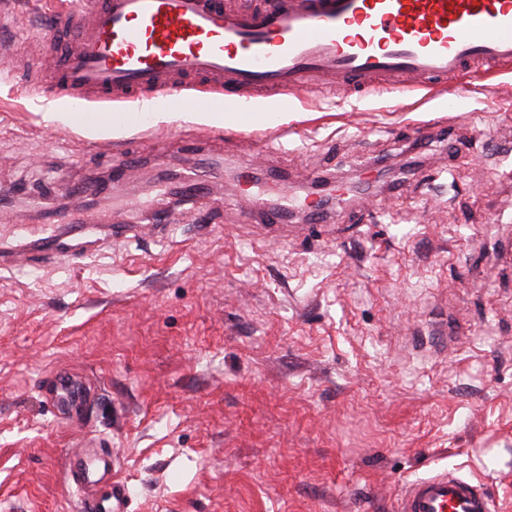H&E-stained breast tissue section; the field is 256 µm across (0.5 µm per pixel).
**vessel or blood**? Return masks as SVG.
Instances as JSON below:
<instances>
[{
  "label": "vessel or blood",
  "mask_w": 512,
  "mask_h": 512,
  "mask_svg": "<svg viewBox=\"0 0 512 512\" xmlns=\"http://www.w3.org/2000/svg\"><path fill=\"white\" fill-rule=\"evenodd\" d=\"M51 17L38 29L45 55L26 60L24 85L36 96L75 89L108 124L121 103L149 100L193 75L208 99L238 107L310 82L361 85L409 73L432 88L474 60L512 68V0H273L264 12L228 10L223 0H99L89 13L68 0H41ZM83 202L51 224H1L0 269H14L35 244L67 253L61 224H88ZM86 388L60 377L47 397L54 411H79ZM68 478L86 488L81 512H126L128 487L106 458L70 457ZM483 486L442 471L411 483L401 512H492Z\"/></svg>",
  "instance_id": "b4317fda"
}]
</instances>
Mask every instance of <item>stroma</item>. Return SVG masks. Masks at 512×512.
<instances>
[{
  "label": "stroma",
  "instance_id": "obj_1",
  "mask_svg": "<svg viewBox=\"0 0 512 512\" xmlns=\"http://www.w3.org/2000/svg\"><path fill=\"white\" fill-rule=\"evenodd\" d=\"M0 34V222L109 199L66 262L0 270V512H78L59 372L127 512H399L448 469L512 512V72L285 89L245 125L189 86L179 121L85 133ZM88 391L74 385L67 376L59 378L55 390L46 398L54 411L66 418L67 414L78 412L87 403Z\"/></svg>",
  "mask_w": 512,
  "mask_h": 512
}]
</instances>
